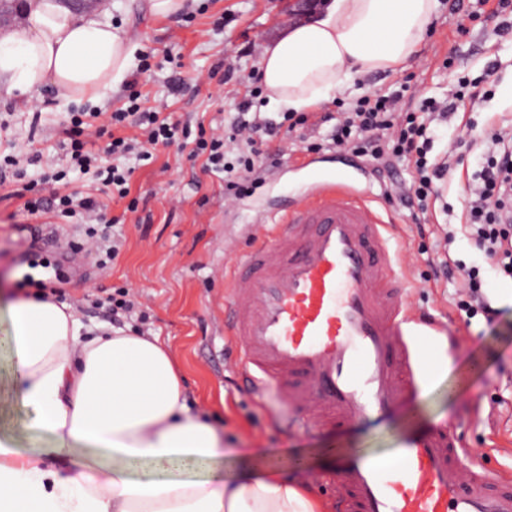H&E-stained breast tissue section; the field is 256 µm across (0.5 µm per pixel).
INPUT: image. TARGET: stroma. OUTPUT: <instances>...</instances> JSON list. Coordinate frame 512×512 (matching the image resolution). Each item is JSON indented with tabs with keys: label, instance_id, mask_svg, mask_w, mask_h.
I'll return each instance as SVG.
<instances>
[{
	"label": "stroma",
	"instance_id": "35a3bbf8",
	"mask_svg": "<svg viewBox=\"0 0 512 512\" xmlns=\"http://www.w3.org/2000/svg\"><path fill=\"white\" fill-rule=\"evenodd\" d=\"M474 0L460 12L441 9L425 33L416 60L389 73L359 77L352 89L333 93L314 107V116L352 111L366 95L401 94L405 107L419 109L422 99L456 102L452 117L438 124L432 154L453 149V172L439 198L429 199L423 214L412 217L398 202L380 209L393 225V246L405 247V272L416 286L411 301L422 317L448 322L447 339L426 337L423 345L442 355L443 368L420 397L408 400L390 417L368 420L342 430L326 428L313 434L286 429L278 405L253 394L240 377L239 357L224 323L227 285L234 255L253 242L251 226L269 197L301 194L310 179L301 161L309 143L328 139L330 124L308 125L281 132L277 167L262 174L251 193L226 196L223 172L204 168L178 146L158 148L152 159L136 163L131 197L101 196L113 221L98 224V235L119 244L117 256L100 265L98 253L78 264L62 265L59 248L71 242L87 245L86 227L50 214L27 213L11 197V184L0 186V314L19 292L25 275L59 283L62 302L75 307L87 324L111 323L112 315L97 304L115 289H127L135 313L122 320L124 330L160 337L184 378V393L194 414L224 432V474L237 476L243 463L261 469L275 466L289 475L309 473L316 482L312 494L330 502L332 490L323 475L336 467L337 453L359 448H392L405 436L448 423L460 446L478 450L482 467L512 481V280L495 276L484 266L475 240L457 234L445 243L442 228L459 224L469 186L479 168L474 141L491 128L512 123V13L476 14ZM102 18L124 26L139 50L150 52V67L137 77V89L152 107L183 124L233 133L242 101H251L257 118L281 122L282 113L267 111L266 91L256 77L264 43L288 26L278 0H187L186 9L168 18L151 16L144 0H104ZM232 66L235 77L221 82L216 66ZM181 90L172 93V77ZM480 91L478 99L454 100L460 81ZM83 103L41 96L33 106L0 98V168L19 152L42 151L64 172L59 183H41V170L28 166L37 179L36 195L54 188L83 195L96 193L91 176L68 170L60 129ZM329 174L349 173L370 179L374 192L391 189L393 181L377 172L368 157L330 146L319 151ZM49 224L56 237L26 245L29 224ZM447 258L449 277L434 276L432 260ZM480 266L486 293L495 309L492 317L467 318L461 302L468 297L466 266ZM34 415L15 383V360L0 348V433L12 435L19 447H34L40 433Z\"/></svg>",
	"mask_w": 512,
	"mask_h": 512
}]
</instances>
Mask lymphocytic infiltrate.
Masks as SVG:
<instances>
[{"label":"lymphocytic infiltrate","instance_id":"obj_1","mask_svg":"<svg viewBox=\"0 0 512 512\" xmlns=\"http://www.w3.org/2000/svg\"><path fill=\"white\" fill-rule=\"evenodd\" d=\"M448 108L438 107L435 101L423 102L420 112H406L400 107L396 96H379L362 99L354 111L345 113L337 125L332 141L354 153L370 157L379 168L393 171L399 161L408 160L414 165L416 177L408 187L398 194L407 207L422 205L429 197L438 195V181L447 177L451 163L448 156L428 159L427 153L434 139L431 122L448 118ZM132 124L144 129L145 145L135 139L114 135L117 127ZM280 124H264L237 119L235 131L242 145L236 149L235 163H227L226 153L230 145L223 135L206 132L205 128L191 130L170 122L159 112L143 108L141 95L131 91L125 107L103 116L91 113L89 117L74 115L63 124L61 133L71 160L82 171H95L100 178L103 194L127 199L128 211H136L137 200L129 199V181L133 167L123 165L122 160L135 156L136 160L151 159V150L157 146L167 147L176 142L191 143V157L204 158L207 168L229 171L237 167L240 179L232 185L236 194L249 193L250 179L261 166L278 165L277 153L258 157L254 145L258 139L276 137ZM106 138L102 152L96 153L87 147L89 137ZM485 160L475 175L470 196L465 202L467 222L464 230L475 239L485 258L495 271L512 276V128H501L491 132L485 140ZM32 183H25L15 191L23 208L30 214L56 213L63 217L85 216L102 222L106 211L96 197H80L74 194L52 193L47 198L33 197Z\"/></svg>","mask_w":512,"mask_h":512}]
</instances>
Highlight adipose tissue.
Segmentation results:
<instances>
[{"mask_svg": "<svg viewBox=\"0 0 512 512\" xmlns=\"http://www.w3.org/2000/svg\"><path fill=\"white\" fill-rule=\"evenodd\" d=\"M440 8V0H332L264 44L257 75L268 110L302 112L360 74L406 65ZM135 50L123 26L61 0H29L24 24L0 32V97L51 87L98 103L128 74ZM0 343L46 434L31 449L0 438V512H323L277 469L219 474L224 438L192 414L159 337L89 331L72 306L28 297L9 303ZM79 450L80 471L55 468ZM200 464L208 477H191Z\"/></svg>", "mask_w": 512, "mask_h": 512, "instance_id": "obj_1", "label": "adipose tissue"}]
</instances>
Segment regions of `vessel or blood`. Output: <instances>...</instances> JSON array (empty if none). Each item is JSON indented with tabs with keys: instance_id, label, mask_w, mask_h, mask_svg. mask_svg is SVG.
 Segmentation results:
<instances>
[{
	"instance_id": "vessel-or-blood-1",
	"label": "vessel or blood",
	"mask_w": 512,
	"mask_h": 512,
	"mask_svg": "<svg viewBox=\"0 0 512 512\" xmlns=\"http://www.w3.org/2000/svg\"><path fill=\"white\" fill-rule=\"evenodd\" d=\"M269 214L284 229L237 257L224 306L244 382L274 391L289 424L308 432L385 417L421 394L432 368L415 363L416 337L448 326L414 317L369 189L315 173ZM328 479L336 512H512V482L464 466L444 423L337 462Z\"/></svg>"
}]
</instances>
